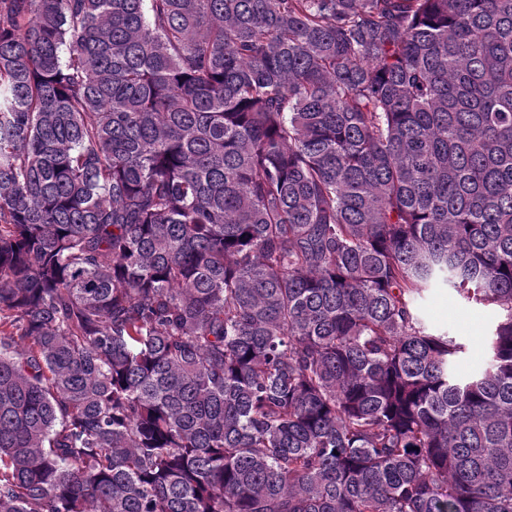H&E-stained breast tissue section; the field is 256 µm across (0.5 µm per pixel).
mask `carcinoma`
<instances>
[{"instance_id": "carcinoma-1", "label": "carcinoma", "mask_w": 512, "mask_h": 512, "mask_svg": "<svg viewBox=\"0 0 512 512\" xmlns=\"http://www.w3.org/2000/svg\"><path fill=\"white\" fill-rule=\"evenodd\" d=\"M0 512H512V0H0ZM424 323L432 330L448 331L466 344L463 364L477 369L488 361L487 336L496 319L492 307L468 302L449 288H432L418 302Z\"/></svg>"}]
</instances>
